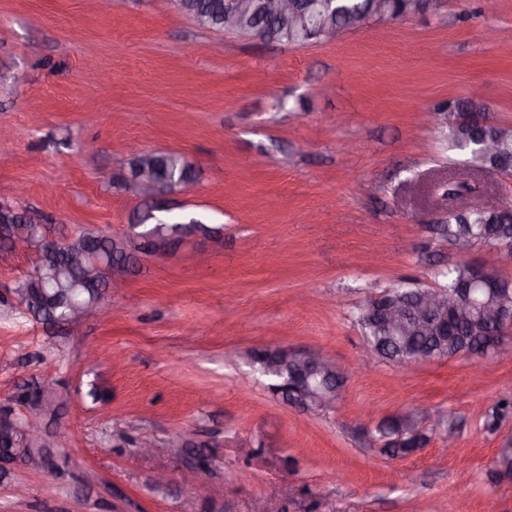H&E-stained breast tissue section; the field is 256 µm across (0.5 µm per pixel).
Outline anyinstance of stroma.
Instances as JSON below:
<instances>
[{
	"instance_id": "obj_1",
	"label": "stroma",
	"mask_w": 512,
	"mask_h": 512,
	"mask_svg": "<svg viewBox=\"0 0 512 512\" xmlns=\"http://www.w3.org/2000/svg\"><path fill=\"white\" fill-rule=\"evenodd\" d=\"M467 98L512 129V0H447L304 46L153 0H0V202L59 241L126 237L134 142L194 164L170 203L213 229L141 256L79 330L0 315V406L61 433L54 472L0 473V512H512L494 467L512 413L488 419L512 397V361L364 359L356 321L367 296L438 287L459 263L512 278L493 249L448 243L450 211L512 194L435 119ZM457 182L465 199L447 194ZM268 347L322 352L340 398L287 404L251 362ZM45 380L61 407L21 400ZM415 406L428 441L390 458L375 423ZM145 438L162 451L142 454ZM195 463L208 496L179 479Z\"/></svg>"
}]
</instances>
